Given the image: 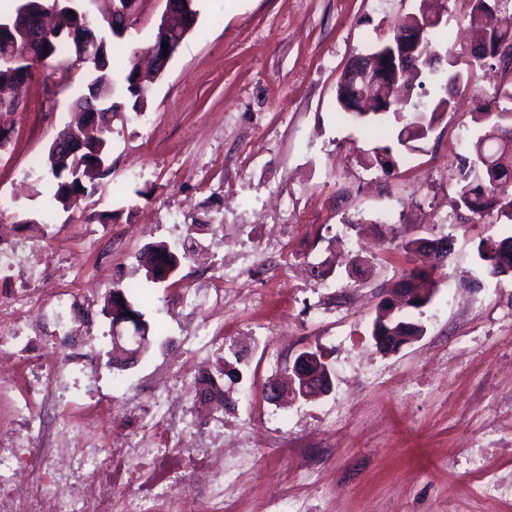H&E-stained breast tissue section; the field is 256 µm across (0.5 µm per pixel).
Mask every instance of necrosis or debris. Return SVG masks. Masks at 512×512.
Listing matches in <instances>:
<instances>
[{
    "instance_id": "1",
    "label": "necrosis or debris",
    "mask_w": 512,
    "mask_h": 512,
    "mask_svg": "<svg viewBox=\"0 0 512 512\" xmlns=\"http://www.w3.org/2000/svg\"><path fill=\"white\" fill-rule=\"evenodd\" d=\"M26 266L23 290L0 300V397L13 400L9 421L0 424V512H224V490L239 473L225 466L223 448L196 441L193 416H153L152 400L166 393L164 383L149 389L140 426L114 421L94 438L76 440L73 430L86 423L75 414L52 433L63 447L42 446V401L50 395L66 402L77 390L94 398L96 359L72 329L85 309L71 291L51 289L39 259L27 257ZM15 306L56 322L49 343L4 319L3 310ZM52 349L64 359L49 357ZM21 366L28 376L18 393L13 383Z\"/></svg>"
}]
</instances>
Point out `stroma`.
Masks as SVG:
<instances>
[{"label":"stroma","mask_w":512,"mask_h":512,"mask_svg":"<svg viewBox=\"0 0 512 512\" xmlns=\"http://www.w3.org/2000/svg\"><path fill=\"white\" fill-rule=\"evenodd\" d=\"M420 0H197L193 30L149 84L144 112L123 103L112 119L111 172L66 210L43 214L40 179L53 138L85 91L88 64L51 60L0 112V227L39 247L57 283H88L92 338L111 332L101 309L134 283L139 308L161 329L122 372L100 361L99 396L114 379L139 387L168 365L188 334L184 291L216 275L238 245L251 276L224 287L210 319L240 350L239 379L225 380L226 446L236 423L252 447L226 512H512V275L488 277L480 239L512 234L495 214L455 209L456 165L476 135L473 91L511 80L498 68L463 75L443 113L395 167L364 159L381 136L337 113L350 60L417 10ZM163 0H138L110 62L121 72L149 44ZM193 234L200 259L175 283H149L139 256ZM289 240L284 257L261 248ZM449 237L437 290L415 318L418 339L379 352L370 327L383 296L424 267L403 242ZM322 276H315L314 267ZM319 349L333 387L320 400L275 405L261 394L287 377L299 353Z\"/></svg>","instance_id":"1"}]
</instances>
